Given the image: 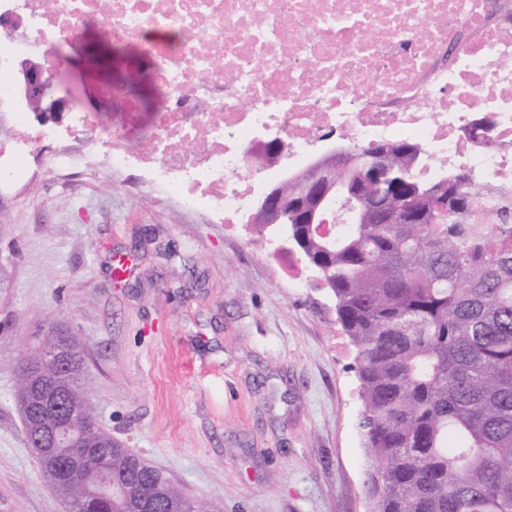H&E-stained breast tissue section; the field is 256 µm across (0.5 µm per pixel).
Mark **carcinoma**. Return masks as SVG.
I'll use <instances>...</instances> for the list:
<instances>
[{"label":"carcinoma","instance_id":"1","mask_svg":"<svg viewBox=\"0 0 512 512\" xmlns=\"http://www.w3.org/2000/svg\"><path fill=\"white\" fill-rule=\"evenodd\" d=\"M126 89L149 109L158 97L147 71ZM386 163L389 175L361 188L368 206L389 216L411 197L430 218L436 200L408 180L407 146ZM477 197L476 186L448 191L441 224H338L328 238L318 224L288 225L356 349L372 512H512V209L486 224ZM77 361L46 372L84 421ZM106 442L85 439L94 452L69 476H48L38 458L68 512H138L118 494L134 479L155 491V512H202L162 471Z\"/></svg>","mask_w":512,"mask_h":512}]
</instances>
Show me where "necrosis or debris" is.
<instances>
[{"mask_svg":"<svg viewBox=\"0 0 512 512\" xmlns=\"http://www.w3.org/2000/svg\"><path fill=\"white\" fill-rule=\"evenodd\" d=\"M16 7L28 38L10 53L55 70L94 20L146 46L164 97L134 140L97 110L63 131L14 112L0 179L28 182L33 140L90 132L89 161L138 170L203 216L244 225L258 184L303 170L331 134L364 149L419 144L427 183L467 170L484 220L512 203V0H0V13ZM485 118L491 148L470 133ZM266 133L286 151L259 169L251 151Z\"/></svg>","mask_w":512,"mask_h":512,"instance_id":"necrosis-or-debris-1","label":"necrosis or debris"}]
</instances>
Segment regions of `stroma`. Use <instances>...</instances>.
Instances as JSON below:
<instances>
[{
  "label": "stroma",
  "mask_w": 512,
  "mask_h": 512,
  "mask_svg": "<svg viewBox=\"0 0 512 512\" xmlns=\"http://www.w3.org/2000/svg\"><path fill=\"white\" fill-rule=\"evenodd\" d=\"M0 191V512H64L14 397L55 324L76 336L102 428L207 512H366L356 350L298 249L210 222L138 171ZM128 274H112L118 261Z\"/></svg>",
  "instance_id": "stroma-1"
}]
</instances>
